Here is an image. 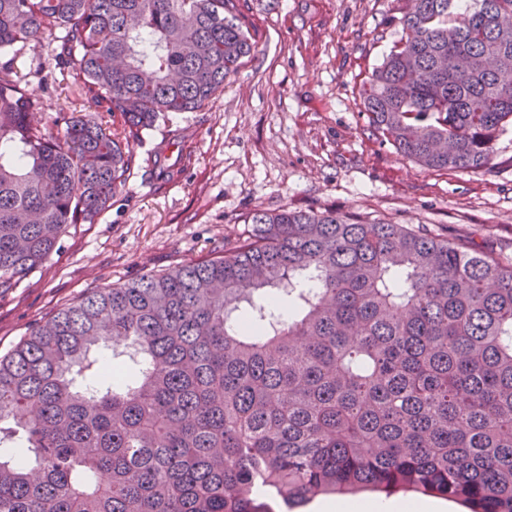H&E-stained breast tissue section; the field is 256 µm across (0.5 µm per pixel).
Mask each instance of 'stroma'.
I'll use <instances>...</instances> for the list:
<instances>
[{
	"mask_svg": "<svg viewBox=\"0 0 512 512\" xmlns=\"http://www.w3.org/2000/svg\"><path fill=\"white\" fill-rule=\"evenodd\" d=\"M404 0H240L255 51L201 109L160 117L129 144V175L91 224L71 225L43 265L0 288V355L57 306L209 256L254 210L333 208L423 227L512 260V127L492 168L435 171L373 135L359 85L402 34ZM57 35L14 69L40 125L94 111Z\"/></svg>",
	"mask_w": 512,
	"mask_h": 512,
	"instance_id": "stroma-1",
	"label": "stroma"
}]
</instances>
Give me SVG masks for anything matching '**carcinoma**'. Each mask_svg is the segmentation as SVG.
Returning a JSON list of instances; mask_svg holds the SVG:
<instances>
[{
  "mask_svg": "<svg viewBox=\"0 0 512 512\" xmlns=\"http://www.w3.org/2000/svg\"><path fill=\"white\" fill-rule=\"evenodd\" d=\"M235 0H0V53L57 64L123 120L0 75V287L91 224L129 142L254 49ZM362 81L373 133L478 171L512 124V0H405ZM216 256L94 288L0 355V512H294L404 491L512 512V262L334 209L249 213ZM59 31L45 36L40 41L31 42L18 51L13 72L29 81L42 100V109L37 112V121L51 134H56L54 125L58 112L74 113L79 116L88 112H104L81 95L73 72H65L56 65L53 48L58 45Z\"/></svg>",
  "mask_w": 512,
  "mask_h": 512,
  "instance_id": "cac0c4a2",
  "label": "carcinoma"
}]
</instances>
